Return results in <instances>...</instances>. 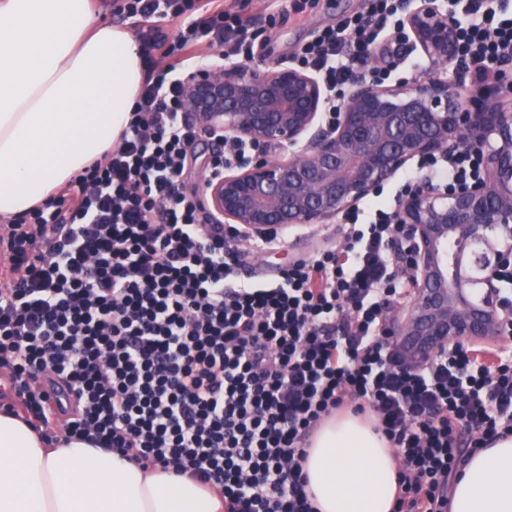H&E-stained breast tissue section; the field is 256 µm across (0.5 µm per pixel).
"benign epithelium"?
<instances>
[{
	"mask_svg": "<svg viewBox=\"0 0 512 512\" xmlns=\"http://www.w3.org/2000/svg\"><path fill=\"white\" fill-rule=\"evenodd\" d=\"M452 3L412 0L334 112L320 77L292 62L201 67L182 81L183 117L201 138L249 148L222 171L205 164L199 186L210 223L245 241L334 224L414 160L482 157L478 180L448 191L422 178L392 212L410 290L387 322L409 371L449 348L512 335V105L501 100L512 83L472 89L461 79ZM413 52L428 61L426 78L387 84L372 75Z\"/></svg>",
	"mask_w": 512,
	"mask_h": 512,
	"instance_id": "1",
	"label": "benign epithelium"
}]
</instances>
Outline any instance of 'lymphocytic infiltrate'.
Segmentation results:
<instances>
[{
	"mask_svg": "<svg viewBox=\"0 0 512 512\" xmlns=\"http://www.w3.org/2000/svg\"><path fill=\"white\" fill-rule=\"evenodd\" d=\"M399 0L325 28L299 53L331 89L366 63ZM146 80L121 143L0 236L1 409L53 434L224 493V512H313L302 463L319 422L372 413L400 461L393 512H448L466 456L512 435V354L448 351L403 370L384 314L405 286L392 206L350 213L345 243L234 280L232 234L201 222L182 177L197 128L184 121V70L250 58L251 18L224 0H121ZM462 55L512 59V14L466 0ZM176 23L175 33L162 25ZM445 187L481 159H428Z\"/></svg>",
	"mask_w": 512,
	"mask_h": 512,
	"instance_id": "obj_1",
	"label": "lymphocytic infiltrate"
}]
</instances>
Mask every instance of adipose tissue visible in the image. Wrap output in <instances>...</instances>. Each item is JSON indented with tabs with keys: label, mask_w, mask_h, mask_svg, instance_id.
I'll return each instance as SVG.
<instances>
[{
	"label": "adipose tissue",
	"mask_w": 512,
	"mask_h": 512,
	"mask_svg": "<svg viewBox=\"0 0 512 512\" xmlns=\"http://www.w3.org/2000/svg\"><path fill=\"white\" fill-rule=\"evenodd\" d=\"M143 78L139 40L97 19L94 0H0V218L111 153ZM398 470L371 420L339 414L311 439L306 491L319 512H392ZM450 498L449 512H512V436L469 456ZM0 512H224V498L81 440L46 443L0 414Z\"/></svg>",
	"instance_id": "1"
}]
</instances>
